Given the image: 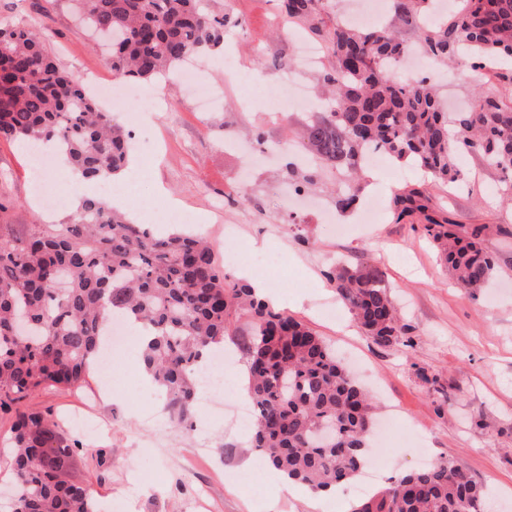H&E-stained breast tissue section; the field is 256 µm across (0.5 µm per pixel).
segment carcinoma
Returning a JSON list of instances; mask_svg holds the SVG:
<instances>
[{
	"instance_id": "cac0c4a2",
	"label": "carcinoma",
	"mask_w": 512,
	"mask_h": 512,
	"mask_svg": "<svg viewBox=\"0 0 512 512\" xmlns=\"http://www.w3.org/2000/svg\"><path fill=\"white\" fill-rule=\"evenodd\" d=\"M81 26L112 30V77L150 83L224 41L227 17L199 0H74ZM390 23L330 24L322 0H282V18L326 42L327 111L307 125L302 151L315 158L304 180L338 170L359 176L368 150L412 163L435 180L456 181V156L476 152L501 174L512 197V106L480 94L450 113L432 77L401 81L393 67L410 49L436 64L461 53L473 70L512 61V0H456L446 15L433 0H390ZM414 33L413 45L398 35ZM0 137L51 142L88 181L124 170V132L60 69L45 38L0 26ZM397 218H418L458 285L474 294L494 277L483 245L487 225L435 216L419 188L393 197ZM326 276L373 343L389 347L409 331L371 265L338 264ZM152 329L143 352L165 410L178 425L195 417L202 351L240 336L246 391L256 409L252 447L288 480L316 491L357 477L366 460L371 404L314 330L273 309L248 283L217 265L213 247L184 232L157 236L100 197H85L68 224H31L0 234V411L13 414V497L0 512H96L86 487L69 480L70 445L55 425L22 403L44 387L82 385L114 316ZM247 317V330L234 322ZM350 512H489L487 497L454 458L409 471Z\"/></svg>"
}]
</instances>
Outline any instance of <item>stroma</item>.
<instances>
[{"label":"stroma","instance_id":"stroma-1","mask_svg":"<svg viewBox=\"0 0 512 512\" xmlns=\"http://www.w3.org/2000/svg\"><path fill=\"white\" fill-rule=\"evenodd\" d=\"M200 6L238 21L225 28L223 45L205 53L200 71L222 109L198 111L178 68L161 83L164 107L140 124L125 117L136 111L135 103L122 110L101 105L131 136V163L138 170L124 185L131 218L144 223L147 202L157 200L187 214L181 230L202 234L216 252H223L225 237H233L243 253L242 262L225 268L233 279L255 256L271 259L257 274L276 307L307 323L348 365L374 397L376 424L391 420L399 426L370 491L450 457L486 487L492 512H512V200L500 191V173L476 154L457 157L459 180L449 185L411 167H373L359 182V207L341 213L335 179L306 184L302 172L288 173L283 156L248 165L225 139L258 128L268 142L289 145L318 112L292 107L278 118L255 87L261 65L285 63L295 47L277 25L278 0H200ZM0 23L45 31L49 50L76 83L92 72L112 74L104 47L80 32L72 0H0ZM438 83L463 105L477 90L512 100V82L472 71L465 57L441 69ZM31 177L26 152L0 138V225L62 224L73 216L67 206L71 187L57 173L50 180L60 200L38 218ZM404 187L424 189L437 214L455 223L487 225L485 245L497 266L484 295H465L422 227L397 219L391 200ZM294 190L317 198L322 213L290 208L287 194ZM339 261L379 268L411 327L412 346L373 344L338 307L326 273ZM118 360L121 382L98 398H88L82 386L42 388L27 400L72 443L70 477L89 489L98 512H349L359 500L352 481L317 507L281 488L230 415L234 404L248 399L240 351L228 364L225 400L200 409L191 430L168 421L153 426L140 394L147 378L138 350ZM77 414L95 420L99 432L71 424Z\"/></svg>","mask_w":512,"mask_h":512}]
</instances>
